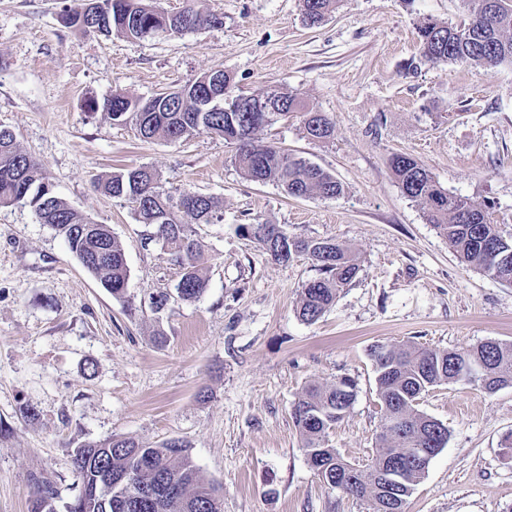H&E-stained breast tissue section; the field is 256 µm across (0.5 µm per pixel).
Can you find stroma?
Returning <instances> with one entry per match:
<instances>
[{"label":"stroma","mask_w":512,"mask_h":512,"mask_svg":"<svg viewBox=\"0 0 512 512\" xmlns=\"http://www.w3.org/2000/svg\"><path fill=\"white\" fill-rule=\"evenodd\" d=\"M69 5L0 0V123L60 197L110 228L129 280L113 296L29 207H0V512H32L36 477L56 487L55 512H67L82 487L72 451L113 435L147 447L182 440L220 486L224 512H366L310 467L292 409L310 385L354 380L356 400L327 440L365 468L382 415L371 346L512 342V288L462 264L389 168L392 155L411 156L512 228V65L489 75L462 63L408 70L418 18L459 24L468 0H342L318 26L304 22L299 0H196L221 24L146 40L68 28ZM218 69L237 92L287 90L332 120L325 142L308 139L296 115L257 138L332 174L341 195L288 197L246 180L223 138L146 141L87 107L118 90L148 98ZM138 165L156 168L171 193L218 198L224 213L195 227L206 291L191 302L171 297L158 313L150 297L172 289L180 269L131 203L98 186ZM257 223L332 238L358 256V277L317 321L297 314L314 264L273 261L237 230ZM419 409L449 436L406 512H507L512 456L501 442L512 433V387L489 394L445 383Z\"/></svg>","instance_id":"1"}]
</instances>
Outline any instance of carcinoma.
Segmentation results:
<instances>
[{
    "label": "carcinoma",
    "mask_w": 512,
    "mask_h": 512,
    "mask_svg": "<svg viewBox=\"0 0 512 512\" xmlns=\"http://www.w3.org/2000/svg\"><path fill=\"white\" fill-rule=\"evenodd\" d=\"M85 0H73L65 16L67 25L86 35L113 32L132 39L155 38L175 29L180 33L216 23L215 14L204 15L195 0H185L181 10L159 11L146 0H99L100 14L82 15ZM304 21L322 24L335 13L339 0H300ZM419 63L462 62L493 72L512 64V0H474L467 22L452 26L424 17L417 26ZM208 98L205 85L195 77L179 92L154 95V111L144 112L147 100L115 92L103 102L94 101L90 110L105 112L117 122H132L144 140H187L205 132L236 145L235 162L252 182H272L293 198H332L343 191L329 172L279 147L255 143V133L292 112L301 115L305 136L327 140L333 134L330 118L305 108L297 95L269 90L250 99L273 101V111L255 113L246 108L224 111L214 101L206 112L196 105ZM389 166L402 192L422 205L424 218L448 244L460 261L491 279L512 286V230L494 223L491 206L476 203L443 188L415 158L394 154ZM47 173L17 144L13 131L0 125V206L22 203L29 206L41 224H47L67 242L79 264L114 296L124 294L129 278L125 251L104 224H91L79 210L56 191L39 190ZM114 198L137 204L134 218L151 226L149 240L162 244L181 275L175 292L185 301L198 299L208 286L200 265L203 245L195 237L194 224H215L223 219L218 199L183 191L177 195L163 187L160 173L148 165L122 169L103 182ZM239 231L255 239L272 259L288 263L296 257L310 259L319 276L302 285L297 308L306 322L317 321L335 302L342 288L357 278L356 255L334 239L299 237L277 224H241ZM378 397L382 406L379 448L371 465L359 472L357 481L344 492L364 501L367 512H389L374 492L376 473L400 461L406 483L398 509L404 507L428 464L419 458L420 449L434 456L448 441V429L420 412L417 401L442 383L467 382L494 393L512 387V343L487 340L456 350H440L415 344L374 345ZM483 368L479 377L460 375L464 359ZM356 399L354 381L340 377L327 385H311L295 402L292 417L303 439L307 460L319 478L336 488V468L345 460L327 447V434L352 408ZM71 465L80 476L82 489L68 512H223V499L214 483L205 479L189 457L186 446L171 439L161 446L143 447L132 436L112 435L87 442L71 455ZM33 512H54L57 496L49 482L33 479Z\"/></svg>",
    "instance_id": "obj_1"
}]
</instances>
